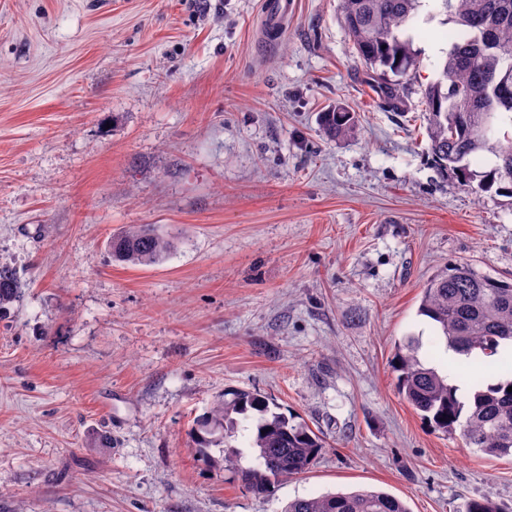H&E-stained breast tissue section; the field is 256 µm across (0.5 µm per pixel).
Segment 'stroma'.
<instances>
[{
  "instance_id": "obj_1",
  "label": "stroma",
  "mask_w": 512,
  "mask_h": 512,
  "mask_svg": "<svg viewBox=\"0 0 512 512\" xmlns=\"http://www.w3.org/2000/svg\"><path fill=\"white\" fill-rule=\"evenodd\" d=\"M340 0H0V262L24 294L0 319V512H283L361 488L410 512H512V459L431 429L396 389L417 313L453 262L512 272V198L437 171L420 89L445 30L385 108ZM358 117L326 140L318 116ZM153 224L162 263L111 261ZM273 397L326 441L258 495L197 459L189 431L225 389ZM108 448L91 447L97 434Z\"/></svg>"
}]
</instances>
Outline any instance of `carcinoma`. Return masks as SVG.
Returning a JSON list of instances; mask_svg holds the SVG:
<instances>
[{
	"mask_svg": "<svg viewBox=\"0 0 512 512\" xmlns=\"http://www.w3.org/2000/svg\"><path fill=\"white\" fill-rule=\"evenodd\" d=\"M449 24L448 49L439 77L422 90L429 112L428 155L442 174L472 179L473 161L488 154L490 169L478 189L512 197V136L498 137L512 124V0H434ZM422 0H341V22L358 60L371 72L381 104L399 110L412 94V75L420 57L407 29ZM326 139H347L358 129L355 113L333 108L322 114ZM176 241L151 224L133 225L113 236V259L125 265L164 261ZM21 296L15 269L0 265V316ZM418 315L435 327L438 341L482 365L458 364V377L471 378L472 395L457 396L446 373L421 360L419 340L395 347L394 371L403 399L433 430L459 434L470 448L497 458H512V363L500 359V347L512 345V278L494 277L471 265L448 264L421 290ZM495 379L484 387V373ZM241 420L255 422L249 447L254 461L231 444ZM191 438L204 461L222 449L224 471L256 494L313 466L325 443L300 417L285 415L274 400L258 393L228 389L206 414L194 421ZM284 512H410L392 494L374 490L328 493L288 502Z\"/></svg>",
	"mask_w": 512,
	"mask_h": 512,
	"instance_id": "cac0c4a2",
	"label": "carcinoma"
}]
</instances>
